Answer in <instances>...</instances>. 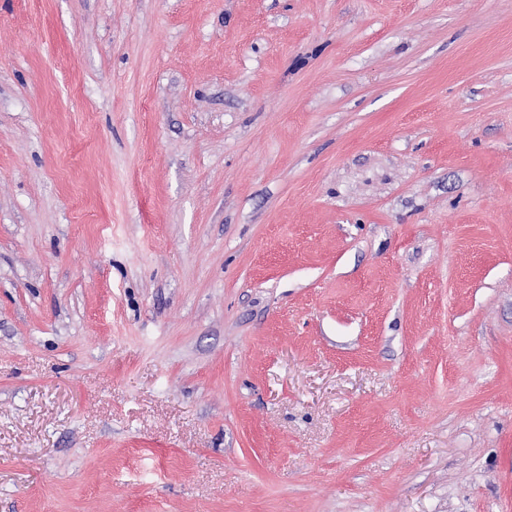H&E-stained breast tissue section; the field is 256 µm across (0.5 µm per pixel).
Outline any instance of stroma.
Returning <instances> with one entry per match:
<instances>
[{"label":"stroma","instance_id":"1","mask_svg":"<svg viewBox=\"0 0 512 512\" xmlns=\"http://www.w3.org/2000/svg\"><path fill=\"white\" fill-rule=\"evenodd\" d=\"M0 512H512V0H0Z\"/></svg>","mask_w":512,"mask_h":512}]
</instances>
